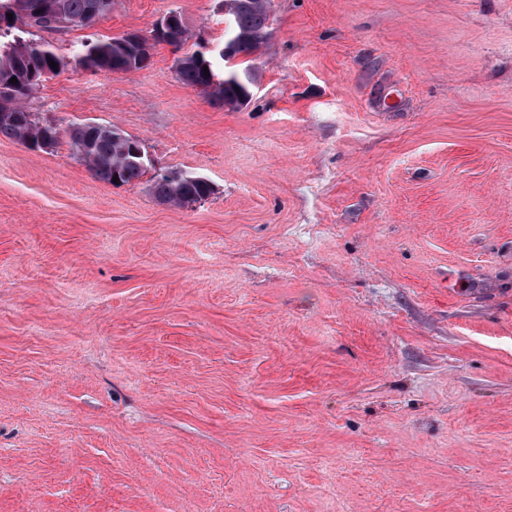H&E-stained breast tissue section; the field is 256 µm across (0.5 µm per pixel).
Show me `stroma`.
<instances>
[{
  "instance_id": "1",
  "label": "stroma",
  "mask_w": 512,
  "mask_h": 512,
  "mask_svg": "<svg viewBox=\"0 0 512 512\" xmlns=\"http://www.w3.org/2000/svg\"><path fill=\"white\" fill-rule=\"evenodd\" d=\"M39 31L26 107L205 177L195 207L0 138V512H512V0H273L230 110L176 51ZM170 14L177 15L182 24L173 28L168 34L171 22H173L170 15L165 16L157 24L155 35L153 34L151 40L141 36L140 40L130 42L124 36H117L104 40L80 42L74 46L75 56L84 69H89L92 73H127L146 68L151 63V51L154 46L165 43L179 50L192 37L181 15L175 12H170ZM166 34L165 38L157 37Z\"/></svg>"
}]
</instances>
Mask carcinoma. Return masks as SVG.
Listing matches in <instances>:
<instances>
[{
  "label": "carcinoma",
  "instance_id": "obj_1",
  "mask_svg": "<svg viewBox=\"0 0 512 512\" xmlns=\"http://www.w3.org/2000/svg\"><path fill=\"white\" fill-rule=\"evenodd\" d=\"M45 0H0V88L14 93V102L0 105L1 112H10L12 119H0V137L14 140L30 149H38V141L46 130L24 101L50 77L58 75L61 59L54 49L31 38L32 29L59 30L75 26H90L112 10V0H62L64 8L49 17L40 15ZM234 4L232 26L228 36H237L236 54L256 52L269 36L272 0H230ZM13 18H8V15ZM191 33L184 24L172 29L165 38L152 36L136 42L124 36L86 41L75 45L78 62L92 73H127L150 65L152 48L165 43L181 49ZM56 63L51 68L48 61ZM209 73H204V70ZM176 71L179 80L212 103L237 108L251 98L255 75L248 69L231 65L221 53L193 51L183 54ZM16 78L17 83L10 82ZM69 138L82 161L99 180L126 185L139 181L147 174L132 155V137L125 141L112 139V131L104 126L86 127ZM150 191L162 203L180 208L212 194L195 176L177 169L155 173L149 178Z\"/></svg>",
  "mask_w": 512,
  "mask_h": 512
}]
</instances>
